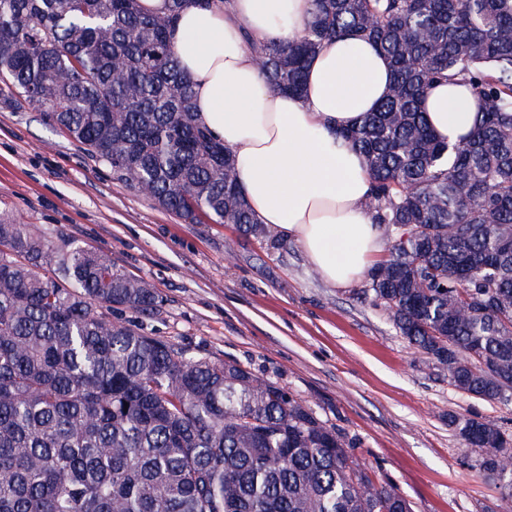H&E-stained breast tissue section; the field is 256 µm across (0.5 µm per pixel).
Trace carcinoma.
<instances>
[{"instance_id": "carcinoma-1", "label": "carcinoma", "mask_w": 512, "mask_h": 512, "mask_svg": "<svg viewBox=\"0 0 512 512\" xmlns=\"http://www.w3.org/2000/svg\"><path fill=\"white\" fill-rule=\"evenodd\" d=\"M186 2L147 15L137 0H0V105L39 107L158 207L280 252L197 118L174 42ZM341 34L372 41L392 73L378 108L339 132L365 161L388 245L363 294L457 389L508 402L512 0H312L301 34L249 45L269 85L299 95L308 61ZM445 79L476 100L453 143L422 107ZM163 306L105 253L0 218V512H412L306 401L112 319ZM450 423L512 484V435Z\"/></svg>"}]
</instances>
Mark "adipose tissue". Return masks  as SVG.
I'll return each instance as SVG.
<instances>
[{"mask_svg": "<svg viewBox=\"0 0 512 512\" xmlns=\"http://www.w3.org/2000/svg\"><path fill=\"white\" fill-rule=\"evenodd\" d=\"M310 20L311 0H217L209 8L190 0L175 43L198 118L233 152L237 182L259 221L297 241L322 278L347 287L380 253L384 230L364 206L372 188L364 160L340 131L376 107L391 72L372 42L336 37L310 60L301 95L273 90L248 39L283 41ZM424 107L442 138L473 127L465 84H436Z\"/></svg>", "mask_w": 512, "mask_h": 512, "instance_id": "adipose-tissue-1", "label": "adipose tissue"}]
</instances>
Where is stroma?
<instances>
[{
  "label": "stroma",
  "mask_w": 512,
  "mask_h": 512,
  "mask_svg": "<svg viewBox=\"0 0 512 512\" xmlns=\"http://www.w3.org/2000/svg\"><path fill=\"white\" fill-rule=\"evenodd\" d=\"M0 214L150 281L165 308L143 322L147 334L236 360L305 400L413 512H512V489L485 475L478 450L448 423L474 415L512 434V402L459 391L363 283L327 282L295 240L270 254L233 225L185 223L114 180L33 108L0 107Z\"/></svg>",
  "instance_id": "1"
}]
</instances>
